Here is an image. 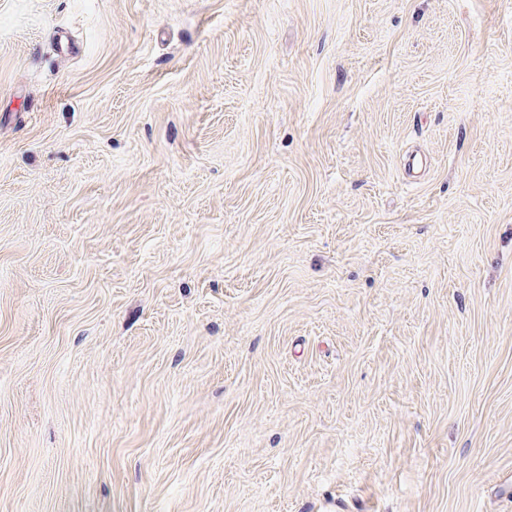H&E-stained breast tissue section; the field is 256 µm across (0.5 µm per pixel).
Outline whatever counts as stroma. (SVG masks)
Here are the masks:
<instances>
[{
    "label": "stroma",
    "instance_id": "1",
    "mask_svg": "<svg viewBox=\"0 0 512 512\" xmlns=\"http://www.w3.org/2000/svg\"><path fill=\"white\" fill-rule=\"evenodd\" d=\"M512 512V0H0V512Z\"/></svg>",
    "mask_w": 512,
    "mask_h": 512
}]
</instances>
